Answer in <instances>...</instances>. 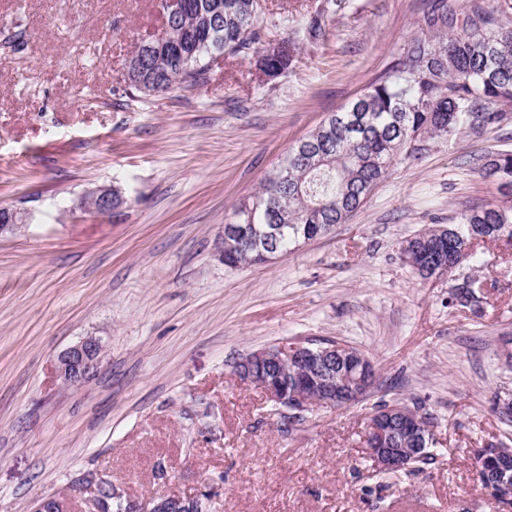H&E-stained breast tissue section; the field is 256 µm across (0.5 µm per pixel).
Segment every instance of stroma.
<instances>
[{
    "instance_id": "obj_1",
    "label": "stroma",
    "mask_w": 512,
    "mask_h": 512,
    "mask_svg": "<svg viewBox=\"0 0 512 512\" xmlns=\"http://www.w3.org/2000/svg\"><path fill=\"white\" fill-rule=\"evenodd\" d=\"M432 0H265L266 41L300 52L263 80L255 57L212 61L203 84L137 97L123 67L162 24L159 0H0V512L58 496L80 508L88 473L127 497L214 488L213 512H512L476 479L475 453L512 440L493 408L512 390V245L476 243L454 277L421 279L402 241L500 199L474 158L512 153L499 125L419 142L347 223L250 266L222 260L224 227L297 141L399 59ZM321 18L324 36L307 37ZM118 189L108 215L85 190ZM483 281L480 310L451 298ZM97 337L104 358L74 387L61 352ZM331 340L374 367L365 394L290 421L241 381L253 351ZM423 406L436 461L376 470V405Z\"/></svg>"
}]
</instances>
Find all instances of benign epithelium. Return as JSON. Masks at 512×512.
Here are the masks:
<instances>
[{
  "label": "benign epithelium",
  "instance_id": "1",
  "mask_svg": "<svg viewBox=\"0 0 512 512\" xmlns=\"http://www.w3.org/2000/svg\"><path fill=\"white\" fill-rule=\"evenodd\" d=\"M97 202V213L106 215L117 208L112 189L98 187L88 191ZM8 223H0V235L9 232L21 233L26 228L30 213L14 208H3ZM456 266L443 258H434L422 268L424 279L433 280L453 276ZM103 358V348L93 336L83 338L63 351L58 357L57 370L66 384L79 385L86 382L99 368ZM350 367L353 373L351 384L345 391L336 390V363ZM238 377L247 383L264 390L268 399L274 402L289 417L300 418L319 407L334 408L344 401L345 396L357 400L367 388L371 379V362L368 357L352 346L334 341L314 348L306 342H294L286 346H272L255 351L236 365ZM316 382L321 391L320 398L311 402L302 397L288 399V387H294L304 379ZM414 411L404 405L393 404L376 410L369 419V430L374 436L369 453L375 465L384 471L395 472L408 468L411 459L403 448L396 447V436L410 426ZM90 496L84 499L81 512H101L100 492L106 490L119 497L121 493L109 484L104 472H94L88 476ZM202 493L193 496L180 494L159 495L147 501L127 499L126 512H187L197 505Z\"/></svg>",
  "mask_w": 512,
  "mask_h": 512
}]
</instances>
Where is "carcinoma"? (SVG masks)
<instances>
[{
	"mask_svg": "<svg viewBox=\"0 0 512 512\" xmlns=\"http://www.w3.org/2000/svg\"><path fill=\"white\" fill-rule=\"evenodd\" d=\"M263 21V0H186L165 17L161 35L127 58L126 91L146 97L203 82L209 61L255 51ZM176 48L184 52L182 64L172 61ZM298 52L299 44L287 36L264 48L258 62L276 78ZM506 105H512V0H474L461 14L448 0H436L392 70L291 148L288 164L265 180L252 202L240 205L237 223L248 230L228 248L229 266L262 263L270 246L288 251L346 223L412 143L496 126L499 107ZM496 158V168L478 158L474 169L511 189L512 153ZM474 236L512 244V200L465 210L452 224H434L403 241L401 253L415 268L448 239L455 246L446 257L460 266L474 256L466 249ZM481 287L468 277L454 286L452 298L477 312ZM413 408L417 422L400 437L403 448L432 437L422 406Z\"/></svg>",
	"mask_w": 512,
	"mask_h": 512,
	"instance_id": "obj_1",
	"label": "carcinoma"
}]
</instances>
